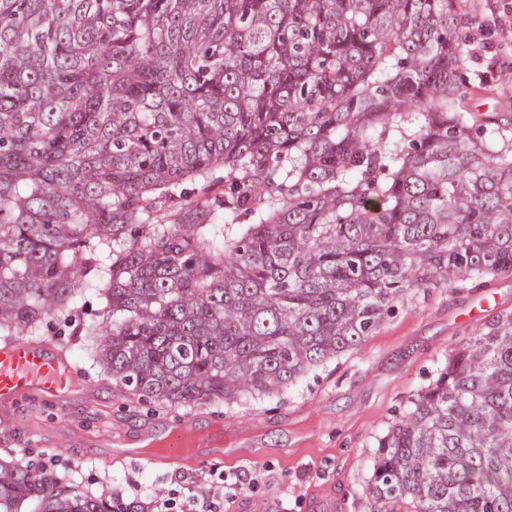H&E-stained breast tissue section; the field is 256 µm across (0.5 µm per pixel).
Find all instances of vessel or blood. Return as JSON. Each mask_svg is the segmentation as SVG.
Instances as JSON below:
<instances>
[{
	"label": "vessel or blood",
	"instance_id": "vessel-or-blood-1",
	"mask_svg": "<svg viewBox=\"0 0 512 512\" xmlns=\"http://www.w3.org/2000/svg\"><path fill=\"white\" fill-rule=\"evenodd\" d=\"M70 357L32 340L0 344V405L8 407L25 398L55 401L75 387Z\"/></svg>",
	"mask_w": 512,
	"mask_h": 512
}]
</instances>
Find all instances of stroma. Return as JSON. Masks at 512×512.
Wrapping results in <instances>:
<instances>
[{
	"instance_id": "35a3bbf8",
	"label": "stroma",
	"mask_w": 512,
	"mask_h": 512,
	"mask_svg": "<svg viewBox=\"0 0 512 512\" xmlns=\"http://www.w3.org/2000/svg\"><path fill=\"white\" fill-rule=\"evenodd\" d=\"M471 21L464 106L512 131V0H456ZM101 310L86 287L70 322L45 325L41 338L76 361L81 389L64 403L25 400L0 414V448L27 449L28 460L73 469L85 489L146 512H312L335 496L345 512H387L373 484L376 440L435 380L449 355L486 321L512 315V270L463 283L420 288L397 304L361 346L309 370L279 392L220 405L174 407L120 390L89 366L73 324ZM485 321V322H486ZM192 417L220 427L222 455L200 466L144 463L132 448L144 432L166 435Z\"/></svg>"
}]
</instances>
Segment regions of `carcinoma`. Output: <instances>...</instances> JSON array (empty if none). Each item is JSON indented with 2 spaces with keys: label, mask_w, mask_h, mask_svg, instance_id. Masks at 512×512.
I'll return each instance as SVG.
<instances>
[{
  "label": "carcinoma",
  "mask_w": 512,
  "mask_h": 512,
  "mask_svg": "<svg viewBox=\"0 0 512 512\" xmlns=\"http://www.w3.org/2000/svg\"><path fill=\"white\" fill-rule=\"evenodd\" d=\"M458 28L455 0H0V343L93 283L88 360L221 404L359 347L417 288L512 270V135L462 105ZM25 456L0 449V512H134ZM376 456L393 512H512V315Z\"/></svg>",
  "instance_id": "1"
}]
</instances>
